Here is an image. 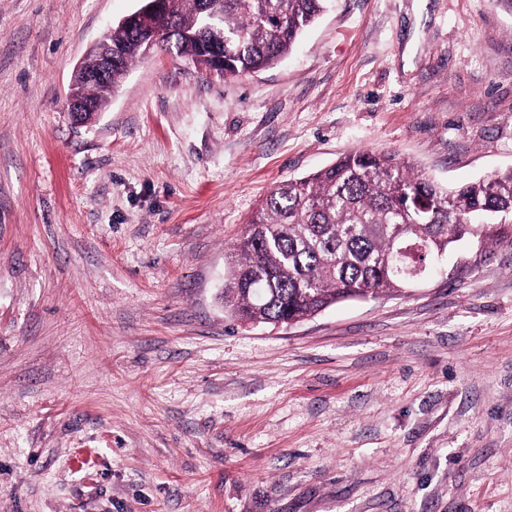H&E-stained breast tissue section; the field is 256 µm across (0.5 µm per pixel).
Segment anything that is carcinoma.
<instances>
[{
	"instance_id": "carcinoma-1",
	"label": "carcinoma",
	"mask_w": 512,
	"mask_h": 512,
	"mask_svg": "<svg viewBox=\"0 0 512 512\" xmlns=\"http://www.w3.org/2000/svg\"><path fill=\"white\" fill-rule=\"evenodd\" d=\"M328 0H167L153 19L154 49L190 58L208 72L241 76L290 53ZM112 83L79 86L106 108L118 79L146 58L145 35L117 24ZM403 225L416 249L393 259ZM512 224V168L448 188L392 153L356 151L272 188L230 255L224 307L251 325H287L350 298L400 292L408 276L470 232Z\"/></svg>"
}]
</instances>
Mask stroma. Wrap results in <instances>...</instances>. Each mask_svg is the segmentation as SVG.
<instances>
[{"mask_svg":"<svg viewBox=\"0 0 512 512\" xmlns=\"http://www.w3.org/2000/svg\"><path fill=\"white\" fill-rule=\"evenodd\" d=\"M140 0H0V512H512V224L291 326L219 295L263 197L355 150L512 167V0H331L277 64L155 52ZM165 0H142L147 2L135 12L127 15L120 20L124 25H134L143 22L156 14L163 7ZM119 22L112 27L105 35L107 42L112 47L103 48L100 51V59L97 68L91 73L85 75L90 81H101L92 84H82L79 86L80 95L97 104L101 109H105L108 104V96L117 90L118 79L125 72H128L130 65L137 60L146 58L145 35L140 29L127 27ZM114 55L115 60H113ZM112 81V87L104 81ZM73 95L70 88L68 96V111L73 122L77 125L85 124V113L92 112L93 107L89 101Z\"/></svg>","mask_w":512,"mask_h":512,"instance_id":"35a3bbf8","label":"stroma"}]
</instances>
